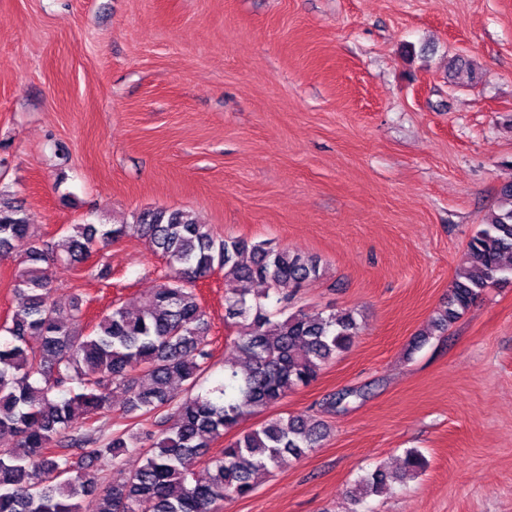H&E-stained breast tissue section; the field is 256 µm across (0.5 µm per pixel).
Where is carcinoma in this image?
I'll return each mask as SVG.
<instances>
[{"mask_svg":"<svg viewBox=\"0 0 512 512\" xmlns=\"http://www.w3.org/2000/svg\"><path fill=\"white\" fill-rule=\"evenodd\" d=\"M130 232L166 258L171 274L142 315L132 319L114 305L85 334L79 299L54 297L50 268L83 264ZM13 251L23 264L16 291L25 305L5 327L10 339L0 342V436L14 440L0 448V512H81L85 500L92 512H219L221 502L250 495L286 457L300 459L324 438V423L279 414L241 433L221 455L208 456L214 440L309 385L358 335L351 311L288 312L284 287L318 279L316 258L219 238L189 213L167 208L143 210L130 224H74L61 240H43L22 206L0 191V253ZM508 254L512 181L500 191L498 210L468 242L448 304L429 334L448 331L487 289L512 275V265L503 262ZM217 268L224 271L225 315L238 325L230 347L245 356L247 367L226 363L221 383L178 400L171 380L192 390L210 366L209 323L195 284ZM255 281L265 288L240 287ZM31 335L42 337L38 352L27 346ZM114 387L125 392L123 415L153 417L155 429H117L105 441L91 427L73 431L75 415L92 418L109 408ZM131 453L144 457L134 471L123 467ZM98 460L112 463V480L89 470ZM200 464L207 465L203 480L195 477ZM426 464L410 450L404 474ZM393 480L382 468L361 476L357 499L385 492Z\"/></svg>","mask_w":512,"mask_h":512,"instance_id":"cac0c4a2","label":"carcinoma"}]
</instances>
